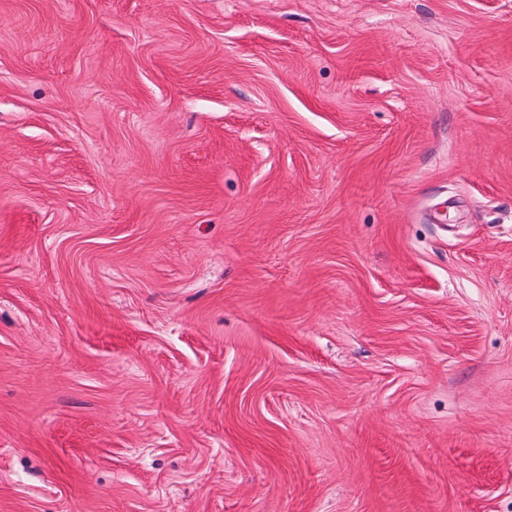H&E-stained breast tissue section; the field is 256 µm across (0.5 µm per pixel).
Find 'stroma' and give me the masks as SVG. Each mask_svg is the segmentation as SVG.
Listing matches in <instances>:
<instances>
[{
  "label": "stroma",
  "instance_id": "35a3bbf8",
  "mask_svg": "<svg viewBox=\"0 0 512 512\" xmlns=\"http://www.w3.org/2000/svg\"><path fill=\"white\" fill-rule=\"evenodd\" d=\"M0 512H512V0H0Z\"/></svg>",
  "mask_w": 512,
  "mask_h": 512
}]
</instances>
